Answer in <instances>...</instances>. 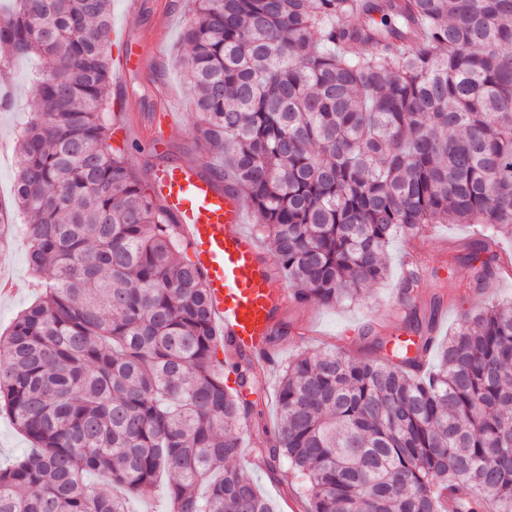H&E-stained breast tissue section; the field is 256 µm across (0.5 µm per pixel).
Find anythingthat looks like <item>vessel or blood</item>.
Listing matches in <instances>:
<instances>
[{
  "label": "vessel or blood",
  "mask_w": 512,
  "mask_h": 512,
  "mask_svg": "<svg viewBox=\"0 0 512 512\" xmlns=\"http://www.w3.org/2000/svg\"><path fill=\"white\" fill-rule=\"evenodd\" d=\"M153 192L175 216L201 272L227 352L268 361L266 338L288 301L256 239L242 231L244 204L220 190L197 166L171 165L157 171Z\"/></svg>",
  "instance_id": "obj_1"
}]
</instances>
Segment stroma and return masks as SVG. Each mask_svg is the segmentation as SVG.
I'll list each match as a JSON object with an SVG mask.
<instances>
[{
  "instance_id": "1",
  "label": "stroma",
  "mask_w": 512,
  "mask_h": 512,
  "mask_svg": "<svg viewBox=\"0 0 512 512\" xmlns=\"http://www.w3.org/2000/svg\"><path fill=\"white\" fill-rule=\"evenodd\" d=\"M189 16L181 0H112V22L121 39L113 47L114 54L136 48L150 58V66L114 83L113 96L122 99V132L113 134L111 144L128 148L129 162L143 183H151L154 172L175 163L197 164L202 174L222 167L218 156H202L193 138L195 112L189 105V92L176 66L182 48V32ZM35 70L34 60L20 58L0 71V92L14 96L17 108L0 112V141L12 145L15 127L25 112L33 111L34 98L29 92ZM174 116L164 140H156L152 127L159 111ZM479 234L475 224H433L416 237L395 239L388 248L389 276L377 286L368 288L356 303L324 306H298L287 303L278 316L289 324L287 335L273 337L268 347L277 355L259 385L257 396L263 402L262 413L243 420L242 425L252 441L268 440L278 420L277 387L284 367L302 353L334 343L343 346L353 359L382 356L377 340L393 341L413 336L405 314L406 305L399 286L404 267L414 258L426 264L425 285L416 300L419 321L433 320L434 334L445 340L461 318L481 307L512 300V239H500L496 250L507 266L486 287L469 284L471 271L467 264L449 265V256L465 254L468 245ZM0 268L16 275L21 284L14 294L0 297V333L11 325L16 314L35 297L29 285L27 249L21 233H14L10 243L0 247ZM238 462L253 472L260 492L270 499L276 512H296L305 505L297 495L298 479L292 468L281 465L275 473L255 468L251 451H243Z\"/></svg>"
}]
</instances>
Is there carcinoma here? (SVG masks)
<instances>
[{
	"label": "carcinoma",
	"instance_id": "carcinoma-1",
	"mask_svg": "<svg viewBox=\"0 0 512 512\" xmlns=\"http://www.w3.org/2000/svg\"><path fill=\"white\" fill-rule=\"evenodd\" d=\"M191 3L195 139L224 154L291 300H358L394 237L450 219L481 239L448 265L488 283L512 236V0ZM111 4L0 0V69L42 60L0 209L42 279L0 336V412L33 448L0 468V512H128L161 472L168 512H274L234 464L261 367L217 359L176 219L109 143ZM421 285L407 267V299ZM432 349L424 333L382 359L289 362L255 459H286L309 512H512V302L466 314L425 373Z\"/></svg>",
	"mask_w": 512,
	"mask_h": 512
}]
</instances>
